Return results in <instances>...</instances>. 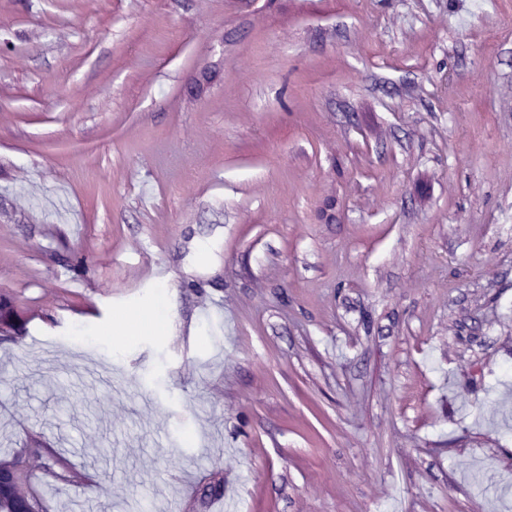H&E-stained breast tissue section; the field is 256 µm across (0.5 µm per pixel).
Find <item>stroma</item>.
Instances as JSON below:
<instances>
[{
  "label": "stroma",
  "instance_id": "obj_1",
  "mask_svg": "<svg viewBox=\"0 0 512 512\" xmlns=\"http://www.w3.org/2000/svg\"><path fill=\"white\" fill-rule=\"evenodd\" d=\"M0 295L48 512H512V0H0Z\"/></svg>",
  "mask_w": 512,
  "mask_h": 512
}]
</instances>
